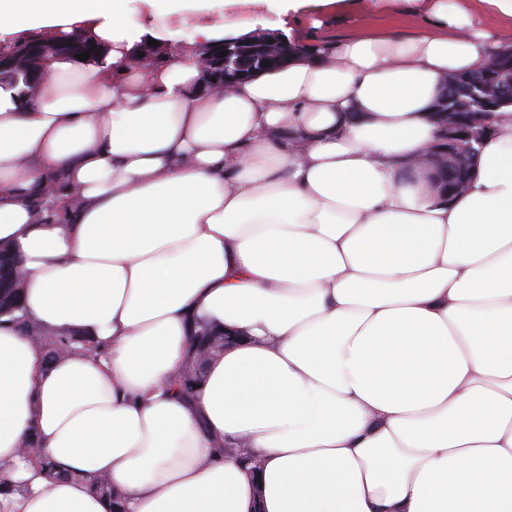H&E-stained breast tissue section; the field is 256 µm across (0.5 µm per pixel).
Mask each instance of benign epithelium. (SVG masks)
Here are the masks:
<instances>
[{
  "instance_id": "benign-epithelium-1",
  "label": "benign epithelium",
  "mask_w": 512,
  "mask_h": 512,
  "mask_svg": "<svg viewBox=\"0 0 512 512\" xmlns=\"http://www.w3.org/2000/svg\"><path fill=\"white\" fill-rule=\"evenodd\" d=\"M302 45L285 39L281 32L255 31L249 35L227 37L219 43L211 42L200 50L204 86L228 90L254 72L256 65L268 62L284 65L301 52ZM52 51L49 46L25 49L15 64L34 69L44 63V56ZM226 56H221V53ZM512 106V57H503L477 87L453 106L438 112L437 121L442 132L441 154L452 159L453 175L462 182L475 169L478 151L489 135V127L479 114L497 112Z\"/></svg>"
}]
</instances>
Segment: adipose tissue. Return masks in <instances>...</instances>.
Listing matches in <instances>:
<instances>
[{"instance_id":"adipose-tissue-1","label":"adipose tissue","mask_w":512,"mask_h":512,"mask_svg":"<svg viewBox=\"0 0 512 512\" xmlns=\"http://www.w3.org/2000/svg\"><path fill=\"white\" fill-rule=\"evenodd\" d=\"M130 2L0 0V39L104 48L0 84L26 318L96 346L54 358L0 317V512H512V114L453 200L421 161L512 0H406L412 32L321 37L227 91L199 44L340 0H168L192 37L151 65ZM200 322L235 340L182 396ZM58 43L62 52L60 55H66L73 58L76 62H96L102 57L103 50L100 44L93 38V35L82 30L75 29L71 33L62 34L61 36L47 41L46 39H28L14 43L8 50L0 51V81H9L11 84L22 83L27 90H32L35 82V77L25 71L14 68L11 64L13 53L23 45H36L42 43ZM71 42V45H68ZM93 45L96 49L92 50ZM84 52L90 53V58L86 61H80L75 58V55Z\"/></svg>"}]
</instances>
